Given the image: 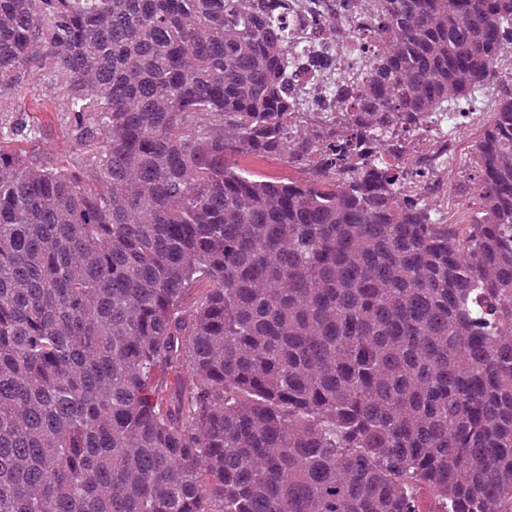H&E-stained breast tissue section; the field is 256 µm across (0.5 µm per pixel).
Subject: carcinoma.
Returning <instances> with one entry per match:
<instances>
[{
	"instance_id": "obj_1",
	"label": "carcinoma",
	"mask_w": 512,
	"mask_h": 512,
	"mask_svg": "<svg viewBox=\"0 0 512 512\" xmlns=\"http://www.w3.org/2000/svg\"><path fill=\"white\" fill-rule=\"evenodd\" d=\"M335 2L0 0V512H512V0ZM45 77L86 166L3 147ZM487 108L445 224L410 135ZM238 162L241 168L253 172L264 179L271 181H288V178H301L303 174L297 169L288 166L278 156L264 158L240 157Z\"/></svg>"
}]
</instances>
